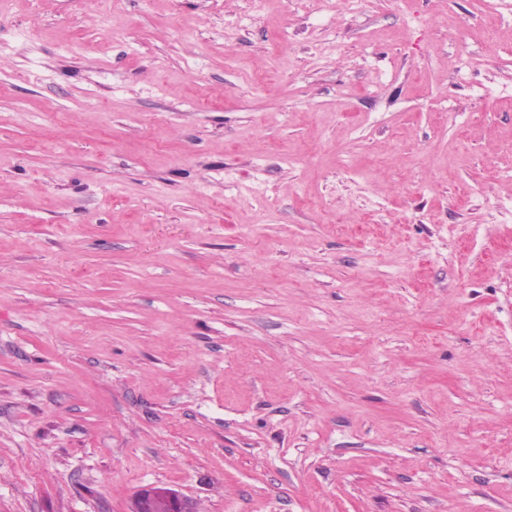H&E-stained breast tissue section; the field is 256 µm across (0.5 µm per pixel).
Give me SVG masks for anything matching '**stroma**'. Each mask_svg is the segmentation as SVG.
<instances>
[{
	"label": "stroma",
	"mask_w": 512,
	"mask_h": 512,
	"mask_svg": "<svg viewBox=\"0 0 512 512\" xmlns=\"http://www.w3.org/2000/svg\"><path fill=\"white\" fill-rule=\"evenodd\" d=\"M512 512V0H0V512ZM194 502L178 491L154 485L138 490L128 512H194Z\"/></svg>",
	"instance_id": "stroma-1"
}]
</instances>
